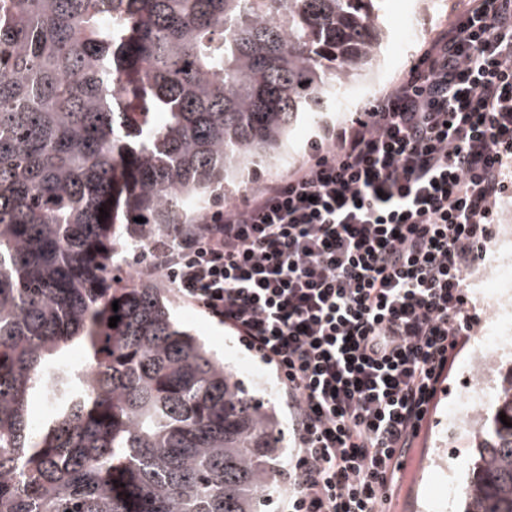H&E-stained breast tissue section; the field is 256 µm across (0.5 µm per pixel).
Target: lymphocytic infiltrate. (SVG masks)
Here are the masks:
<instances>
[{
    "instance_id": "1",
    "label": "lymphocytic infiltrate",
    "mask_w": 512,
    "mask_h": 512,
    "mask_svg": "<svg viewBox=\"0 0 512 512\" xmlns=\"http://www.w3.org/2000/svg\"><path fill=\"white\" fill-rule=\"evenodd\" d=\"M511 168L512 0H466L287 177L148 244L180 299L275 366L288 512H388L477 322L467 275Z\"/></svg>"
}]
</instances>
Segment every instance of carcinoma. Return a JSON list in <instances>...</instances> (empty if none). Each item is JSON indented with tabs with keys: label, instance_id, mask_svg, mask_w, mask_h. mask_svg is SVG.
Returning <instances> with one entry per match:
<instances>
[{
	"label": "carcinoma",
	"instance_id": "obj_1",
	"mask_svg": "<svg viewBox=\"0 0 512 512\" xmlns=\"http://www.w3.org/2000/svg\"><path fill=\"white\" fill-rule=\"evenodd\" d=\"M382 2L0 0V512H260L277 417L117 257L280 158L302 113L378 61ZM501 413L512 367L463 512H512Z\"/></svg>",
	"mask_w": 512,
	"mask_h": 512
}]
</instances>
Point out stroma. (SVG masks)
<instances>
[{"label":"stroma","instance_id":"35a3bbf8","mask_svg":"<svg viewBox=\"0 0 512 512\" xmlns=\"http://www.w3.org/2000/svg\"><path fill=\"white\" fill-rule=\"evenodd\" d=\"M454 0H388L386 26L388 40L381 65L354 84L329 111L301 121L289 136L284 161L261 164L239 180L243 191L258 189L263 181L287 176L307 158L308 144L321 126L362 112L415 61L433 32L448 23ZM491 261H484L468 275V293L476 308L479 323L468 344L458 355L438 404L423 447L407 456L394 512H457L462 488L474 460L473 426L468 419H454L451 408L473 400L477 409L490 411L501 392L504 373L512 368V339L484 350L488 360L487 378H480L477 349L480 339L512 326V290L503 294L487 291L485 285L497 274ZM172 317L182 328L200 336L216 356L232 367L253 394L274 407L283 426H291V411L275 368L249 350L223 323L180 300L166 278L153 276Z\"/></svg>","mask_w":512,"mask_h":512}]
</instances>
